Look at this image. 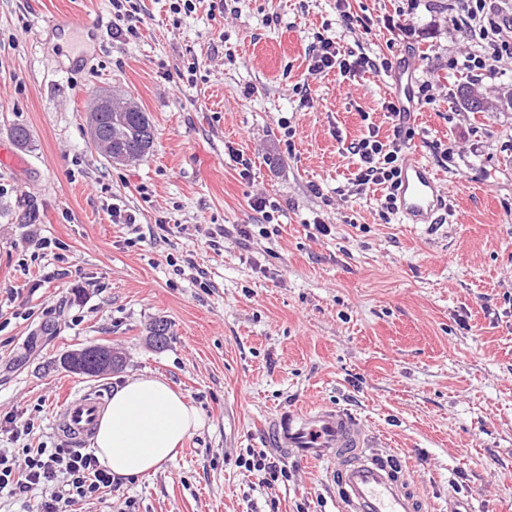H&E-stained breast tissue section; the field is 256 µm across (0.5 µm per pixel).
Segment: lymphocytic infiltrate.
Instances as JSON below:
<instances>
[{
	"mask_svg": "<svg viewBox=\"0 0 512 512\" xmlns=\"http://www.w3.org/2000/svg\"><path fill=\"white\" fill-rule=\"evenodd\" d=\"M465 14L458 31L465 44L459 63L465 69H485L489 58L512 57V13H504L496 0H463ZM367 55L351 56L332 39L321 40L309 58L308 71L317 75L330 71L347 74L361 68H376ZM382 108L393 124V137L381 140L377 130L355 140L349 151L359 163L352 180L358 189L384 186L387 191L382 209L394 213L405 159L404 148L414 130L407 126L406 113L394 101ZM33 419L8 412L0 416V434L8 435L11 445L0 448V499L17 505L19 512H76L78 505L102 500L113 485L112 474L95 455L78 448L34 447Z\"/></svg>",
	"mask_w": 512,
	"mask_h": 512,
	"instance_id": "1",
	"label": "lymphocytic infiltrate"
}]
</instances>
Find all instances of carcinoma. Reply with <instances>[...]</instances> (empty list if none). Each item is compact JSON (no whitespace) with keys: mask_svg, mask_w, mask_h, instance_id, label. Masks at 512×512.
<instances>
[{"mask_svg":"<svg viewBox=\"0 0 512 512\" xmlns=\"http://www.w3.org/2000/svg\"><path fill=\"white\" fill-rule=\"evenodd\" d=\"M155 131L145 112H102L94 139L106 143L114 153L131 160L143 158L153 146Z\"/></svg>","mask_w":512,"mask_h":512,"instance_id":"obj_1","label":"carcinoma"}]
</instances>
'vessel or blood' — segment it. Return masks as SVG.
I'll return each instance as SVG.
<instances>
[{"instance_id":"vessel-or-blood-1","label":"vessel or blood","mask_w":512,"mask_h":512,"mask_svg":"<svg viewBox=\"0 0 512 512\" xmlns=\"http://www.w3.org/2000/svg\"><path fill=\"white\" fill-rule=\"evenodd\" d=\"M415 64H400L389 92L399 111L415 112L412 78ZM449 192L417 155L403 164L398 210L407 224H430ZM103 413L96 390L64 398L57 410L69 442L84 445ZM267 444L287 457L329 463L337 512H423L424 503L410 488L406 471L388 455L369 448L368 435L354 415L339 408H294L278 413L265 428Z\"/></svg>"}]
</instances>
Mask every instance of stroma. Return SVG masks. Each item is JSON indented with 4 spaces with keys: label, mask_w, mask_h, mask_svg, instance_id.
Listing matches in <instances>:
<instances>
[{
    "label": "stroma",
    "mask_w": 512,
    "mask_h": 512,
    "mask_svg": "<svg viewBox=\"0 0 512 512\" xmlns=\"http://www.w3.org/2000/svg\"><path fill=\"white\" fill-rule=\"evenodd\" d=\"M347 3L351 24L336 0H234L225 14L194 0L178 15L141 0L133 37L112 26L110 0H0V412L36 414L34 438L53 448L62 397L108 399L146 373L202 417L174 461L78 512H336L326 464L279 458L288 477L268 486L237 463L291 405L359 418L425 512L453 495L512 512V59L487 63L493 110L466 111L455 0L403 16L402 0ZM395 17L411 36L389 29ZM322 38L390 67L311 75ZM406 58L414 84H433L409 150L453 188L431 226L382 218L383 188L349 182V144L392 134L382 103ZM103 88L149 114L142 160L113 164L91 142ZM259 197L277 203L273 220ZM116 208L135 224L113 221ZM60 266L67 276L44 282ZM95 344L121 352L122 370L60 366Z\"/></svg>",
    "instance_id": "stroma-1"
}]
</instances>
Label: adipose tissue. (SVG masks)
I'll return each mask as SVG.
<instances>
[{
    "label": "adipose tissue",
    "mask_w": 512,
    "mask_h": 512,
    "mask_svg": "<svg viewBox=\"0 0 512 512\" xmlns=\"http://www.w3.org/2000/svg\"><path fill=\"white\" fill-rule=\"evenodd\" d=\"M200 425L197 410L167 380L139 375L114 391L93 437L94 454L113 476L134 478L174 460Z\"/></svg>",
    "instance_id": "ef3b65f1"
}]
</instances>
